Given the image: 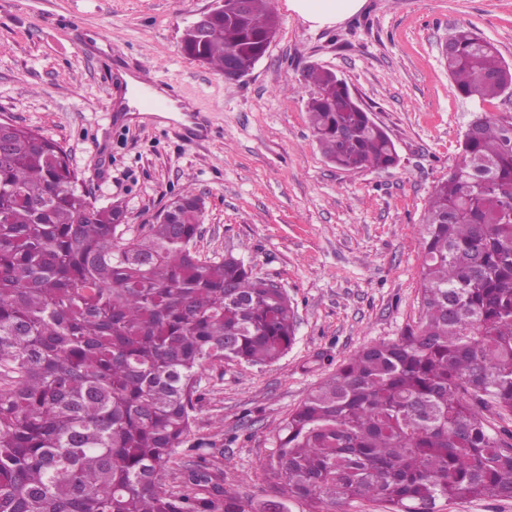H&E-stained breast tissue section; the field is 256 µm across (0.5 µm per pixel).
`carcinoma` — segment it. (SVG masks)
Returning a JSON list of instances; mask_svg holds the SVG:
<instances>
[{
  "label": "carcinoma",
  "instance_id": "1",
  "mask_svg": "<svg viewBox=\"0 0 512 512\" xmlns=\"http://www.w3.org/2000/svg\"><path fill=\"white\" fill-rule=\"evenodd\" d=\"M270 0H224L186 55L247 74L277 32ZM448 74L466 99L512 91V65L469 23ZM306 112L325 158L347 170L399 162L387 131L335 72L312 66ZM0 512H252L200 457L176 491L163 473L188 437L199 373L285 355L288 295L229 254L192 250L204 203L190 189L147 234L125 237L64 148L0 129ZM433 186L422 230V317L367 346L300 403L268 469L320 505L361 497L439 512L458 497L512 499V122L484 114Z\"/></svg>",
  "mask_w": 512,
  "mask_h": 512
}]
</instances>
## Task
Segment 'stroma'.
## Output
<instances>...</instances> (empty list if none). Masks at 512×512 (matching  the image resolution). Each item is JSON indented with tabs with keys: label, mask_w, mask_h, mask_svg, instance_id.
I'll list each match as a JSON object with an SVG mask.
<instances>
[{
	"label": "stroma",
	"mask_w": 512,
	"mask_h": 512,
	"mask_svg": "<svg viewBox=\"0 0 512 512\" xmlns=\"http://www.w3.org/2000/svg\"><path fill=\"white\" fill-rule=\"evenodd\" d=\"M270 2L273 42L228 80L180 44L212 0H0V117L59 142L97 206L123 204L131 234L193 190L205 202L200 257L233 254L293 303L296 340L281 359L202 371L191 432L164 476L180 485L204 447L253 512L280 500L265 465L289 412L357 351L418 324L422 217L472 113L512 121V95L461 97L443 59L466 21L512 64V0H362L327 22ZM118 61L192 103L209 135L183 137L175 112L116 115ZM312 64L358 95L394 140L398 166L344 171L326 160L305 112Z\"/></svg>",
	"instance_id": "1"
}]
</instances>
